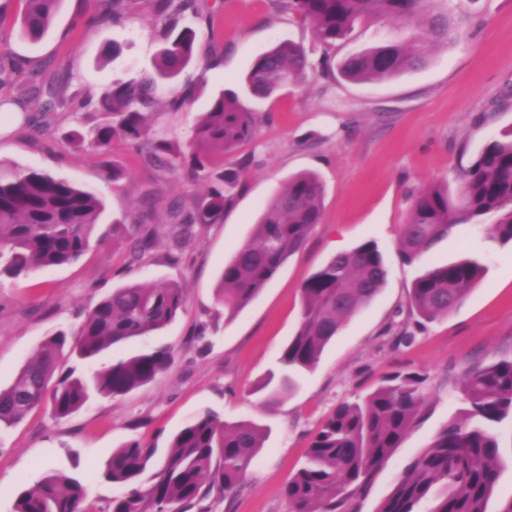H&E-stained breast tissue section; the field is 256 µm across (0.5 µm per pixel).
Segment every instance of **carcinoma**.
Segmentation results:
<instances>
[{"label":"carcinoma","instance_id":"carcinoma-1","mask_svg":"<svg viewBox=\"0 0 512 512\" xmlns=\"http://www.w3.org/2000/svg\"><path fill=\"white\" fill-rule=\"evenodd\" d=\"M150 5L160 27L163 47L153 70L114 81L84 107L99 114L91 125L68 133L77 150L104 152L115 141L129 145L157 168L180 169L190 181L210 183L208 192L169 212V234L182 249L195 227L217 224L239 189L240 171L214 168V159L235 153L252 141L255 113L240 95L220 90L210 97L209 110L192 127L186 147L156 138L151 120L162 84L173 83L197 55L195 27H213V16H202L196 0H97V20L119 22ZM23 36L42 39L50 30L60 0H23ZM440 0H288V8L312 25L316 41L328 50L348 42L357 25L389 19L397 34L362 47L338 64L341 77L368 84L416 71L429 61L434 45H448L460 36V21L436 7ZM327 58L315 60L300 45L281 41L258 56L245 80L257 100L324 71ZM71 83L67 74L47 85L34 83L21 94L24 107L36 105L43 114L66 102ZM198 84H187L167 100L178 111ZM324 186L315 172L296 173L264 206L250 239L224 264L217 302L232 318L273 280L286 260L306 243L323 217ZM152 194L143 210L124 224L112 225V237L127 241L129 256L139 262L154 248L157 228L147 223ZM104 199L70 180L47 172L0 164V274L20 276L39 268L78 261L98 233ZM488 225L487 238L512 244V129L489 139L462 177L458 201L448 186L431 184L414 197L406 224L395 243V254L412 265L460 225ZM484 272L476 260L429 266L414 280L409 307L433 322L448 316L469 295ZM387 268L383 251L367 240L339 253L319 267L302 285L298 329L282 348L278 371L256 388L264 402L276 404L297 388L298 377L312 370L343 324L370 303L383 287ZM186 290L178 282L147 287L127 284L112 290L84 316L69 337L59 329L49 335L24 363L11 385L0 388V432L20 424L43 404L65 418L91 398L126 395L152 381L173 363L170 347L155 345L137 354L111 359L84 370L65 366L75 357L91 364L106 351L166 328L183 309ZM427 377L419 372L396 375L363 399L340 403L313 436L306 464L286 489L289 512H343L385 459L398 447L424 402ZM464 407L408 465L377 512H418L433 499L429 512H488L504 468L505 448L496 425L512 422V359L475 363L460 383ZM263 445L260 426L224 422L205 409L172 437L164 454L141 440L126 442L112 452L94 477L121 488L108 501L107 512H191L211 492L227 497L246 480ZM11 512H97L88 504L87 481L51 469L36 483L18 491Z\"/></svg>","mask_w":512,"mask_h":512}]
</instances>
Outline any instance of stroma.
<instances>
[{
  "instance_id": "stroma-1",
  "label": "stroma",
  "mask_w": 512,
  "mask_h": 512,
  "mask_svg": "<svg viewBox=\"0 0 512 512\" xmlns=\"http://www.w3.org/2000/svg\"><path fill=\"white\" fill-rule=\"evenodd\" d=\"M213 12V32H201L198 58L178 84H207L182 110L158 105L153 126L186 142L194 119L212 93L241 91L252 63L276 42L301 45L313 58L328 56L326 73L264 101L243 97L257 113L253 141L225 158L241 168V191L221 223L197 228L178 262L161 240L142 264L130 263L125 242L106 240L79 261L0 276V386L58 328L77 331L85 310L128 283H182L186 304L158 336L127 343L122 354L161 342L175 360L154 382L125 396L88 403L64 419L49 407L0 433V512H11L14 494L33 486L50 468L90 476L88 493L99 508L118 487L93 480L121 444L140 439L167 448L171 437L198 412L211 409L225 421H252L266 430L264 446L247 480L229 497L210 495L207 512H288L284 490L303 464L308 445L336 406L364 396L385 378L418 371L427 377L426 405L398 448L355 499L356 512H376L409 461L461 407L464 370L476 362L512 358V246L490 241L484 228L462 225L421 262L406 265L395 253L412 196L437 182L458 194L463 172L484 143L512 126V0H443L463 20L460 39L434 49L420 70L371 84L345 82L336 62L353 48L387 35L389 22L358 27L352 42L323 50L312 28L288 9V0H198ZM22 0H0V55L35 61L43 78L70 73L76 89L99 90L151 69L160 42L148 7L122 21L90 23L96 0H60L49 32L37 42L22 36ZM120 55H113V45ZM25 84L17 73L0 87V162L38 169L99 192L105 200L103 231L135 213L143 191L157 187L153 221L164 224L174 202L205 192L179 171L145 165L127 145L107 154L72 151L64 135L78 124L60 110L51 131L31 129L15 101ZM129 170L111 183V166ZM311 170L325 186L324 212L304 247L288 259L263 292L233 319L215 303L218 277L248 241L262 206L289 176ZM373 239L387 260L378 295L342 327L297 390L275 407L254 388L275 368L301 317L305 280L337 252ZM480 259L485 275L448 317L421 320L408 306L423 268L465 257ZM205 340H198V331Z\"/></svg>"
}]
</instances>
